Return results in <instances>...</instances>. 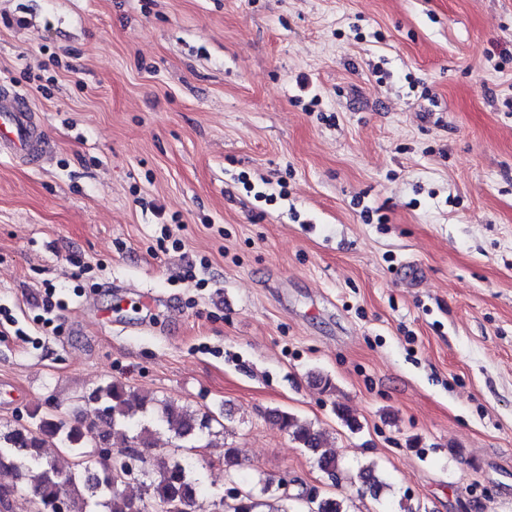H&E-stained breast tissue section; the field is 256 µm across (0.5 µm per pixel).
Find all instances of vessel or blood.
Segmentation results:
<instances>
[{
	"instance_id": "1",
	"label": "vessel or blood",
	"mask_w": 512,
	"mask_h": 512,
	"mask_svg": "<svg viewBox=\"0 0 512 512\" xmlns=\"http://www.w3.org/2000/svg\"><path fill=\"white\" fill-rule=\"evenodd\" d=\"M0 148L17 156L42 158L47 144L37 140L36 125L23 94L0 87Z\"/></svg>"
}]
</instances>
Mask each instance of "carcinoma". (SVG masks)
Listing matches in <instances>:
<instances>
[{
  "label": "carcinoma",
  "mask_w": 512,
  "mask_h": 512,
  "mask_svg": "<svg viewBox=\"0 0 512 512\" xmlns=\"http://www.w3.org/2000/svg\"><path fill=\"white\" fill-rule=\"evenodd\" d=\"M84 400L94 404L98 423L86 425L53 414L33 410L28 426L0 429V471L12 475V483L0 484V508H9L17 489L32 497L33 512H56L64 499L67 512H197L200 500L213 497L197 464L196 449L203 440L226 432L225 422L212 414H199L186 406L140 394L119 382H107ZM280 428L315 457L321 471L336 476L340 464L327 449L326 441L310 424L295 415L274 410ZM169 435L182 455L172 458L157 448L161 433ZM115 451L112 460L100 459L97 442ZM57 442L70 450L72 462L64 468L49 457L45 448ZM132 450L143 469L141 485L148 500L127 495L122 480L123 453ZM224 468L230 480L239 477L241 459L238 449L224 448ZM361 488L377 498L386 483L376 466L367 464L358 470ZM279 491L275 479L261 478L235 497L233 512H254L257 494ZM307 512H346L343 501L323 496L307 504Z\"/></svg>",
  "instance_id": "cac0c4a2"
}]
</instances>
